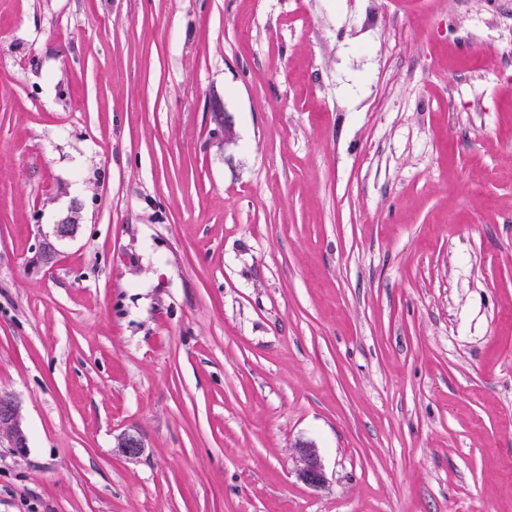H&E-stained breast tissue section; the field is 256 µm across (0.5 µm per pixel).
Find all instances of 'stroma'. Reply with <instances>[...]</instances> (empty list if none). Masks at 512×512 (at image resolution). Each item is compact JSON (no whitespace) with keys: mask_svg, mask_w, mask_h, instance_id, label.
<instances>
[{"mask_svg":"<svg viewBox=\"0 0 512 512\" xmlns=\"http://www.w3.org/2000/svg\"><path fill=\"white\" fill-rule=\"evenodd\" d=\"M0 392V512H512V0H0ZM24 453L28 438L22 425L20 405L10 394H0V443ZM297 448L300 462L299 478L310 486L323 484L325 475L316 448L311 443H300Z\"/></svg>","mask_w":512,"mask_h":512,"instance_id":"stroma-1","label":"stroma"}]
</instances>
